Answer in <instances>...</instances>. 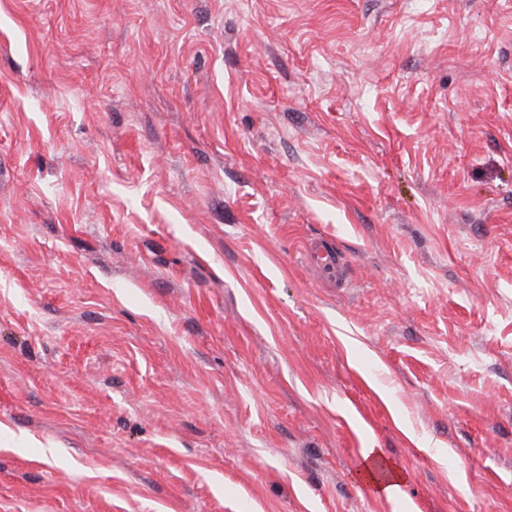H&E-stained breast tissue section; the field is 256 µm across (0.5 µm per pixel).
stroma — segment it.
I'll return each instance as SVG.
<instances>
[{
    "label": "stroma",
    "instance_id": "35a3bbf8",
    "mask_svg": "<svg viewBox=\"0 0 512 512\" xmlns=\"http://www.w3.org/2000/svg\"><path fill=\"white\" fill-rule=\"evenodd\" d=\"M0 512H512V0H0ZM308 256L314 267L326 271L328 275L335 279L337 287L343 288L346 286L344 263L340 262L339 259L332 257L329 252L321 254L319 248L315 246L308 249ZM379 458L380 453L375 448L365 449L360 477L367 485L374 489L377 494L391 498L399 490V485L402 483V476L391 466L389 474L381 476L377 468Z\"/></svg>",
    "mask_w": 512,
    "mask_h": 512
}]
</instances>
